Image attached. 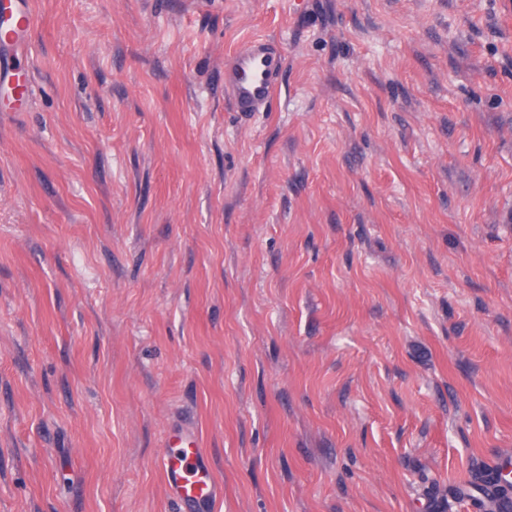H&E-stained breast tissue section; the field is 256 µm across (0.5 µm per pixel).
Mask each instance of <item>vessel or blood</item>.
Listing matches in <instances>:
<instances>
[{
	"mask_svg": "<svg viewBox=\"0 0 512 512\" xmlns=\"http://www.w3.org/2000/svg\"><path fill=\"white\" fill-rule=\"evenodd\" d=\"M37 23L26 0L14 6V25L8 42L24 46ZM282 58L273 42L264 38L250 41L224 61V84L235 112L247 117L268 106L279 83ZM172 447L156 458L168 498L178 512H211L216 498L212 467L202 455L195 431L188 427L170 430Z\"/></svg>",
	"mask_w": 512,
	"mask_h": 512,
	"instance_id": "1",
	"label": "vessel or blood"
}]
</instances>
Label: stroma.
Here are the masks:
<instances>
[{
	"label": "stroma",
	"mask_w": 512,
	"mask_h": 512,
	"mask_svg": "<svg viewBox=\"0 0 512 512\" xmlns=\"http://www.w3.org/2000/svg\"><path fill=\"white\" fill-rule=\"evenodd\" d=\"M0 43V512H470L512 456V0H28ZM274 41L240 120L224 56ZM14 25L5 38L19 47L26 43L29 32L34 29L37 23L35 15L30 10L27 2H17L14 5ZM168 435L178 445L165 448L156 457L168 498L178 512H211L216 498V480L199 449L195 431L182 427L169 430Z\"/></svg>",
	"instance_id": "35a3bbf8"
}]
</instances>
